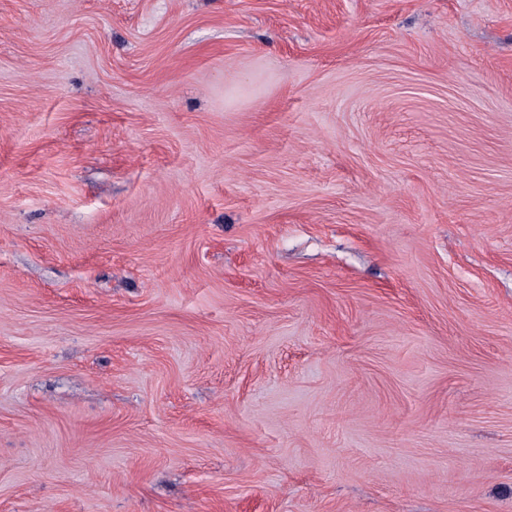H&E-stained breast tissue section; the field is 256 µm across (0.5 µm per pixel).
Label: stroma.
<instances>
[{
  "label": "stroma",
  "instance_id": "obj_1",
  "mask_svg": "<svg viewBox=\"0 0 512 512\" xmlns=\"http://www.w3.org/2000/svg\"><path fill=\"white\" fill-rule=\"evenodd\" d=\"M0 512H512V0H0Z\"/></svg>",
  "mask_w": 512,
  "mask_h": 512
}]
</instances>
